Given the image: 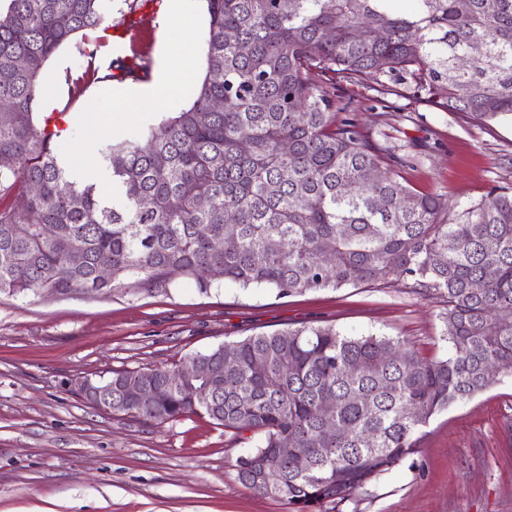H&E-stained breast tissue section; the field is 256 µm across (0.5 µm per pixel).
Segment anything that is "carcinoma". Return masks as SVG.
Masks as SVG:
<instances>
[{"label":"carcinoma","instance_id":"carcinoma-1","mask_svg":"<svg viewBox=\"0 0 512 512\" xmlns=\"http://www.w3.org/2000/svg\"><path fill=\"white\" fill-rule=\"evenodd\" d=\"M6 2L0 100L12 112L0 121V156L12 164L0 165V293L99 295L130 278L149 288L189 278L201 291L229 283L286 297L410 280L446 307L445 359L384 335L288 328L172 367L114 371L100 379L112 387V411L159 423L206 416L226 432L258 434L237 480L292 512H314L412 453L429 420L487 388L490 371L512 375V190L492 189L449 220L448 199L404 184L375 131L339 118L336 95L367 81L384 94L387 81L409 75L450 112L512 120V0H206L196 96L146 144L108 146L110 202L68 179L35 112L61 46L87 59L72 97L97 74L96 50L76 36L101 28L103 0ZM43 224L56 237L41 238ZM75 251L78 267L68 263ZM101 264L112 267L108 282ZM198 364L203 379L191 373ZM130 382L155 387L157 401L139 407L124 394ZM285 439L307 453L282 457Z\"/></svg>","mask_w":512,"mask_h":512}]
</instances>
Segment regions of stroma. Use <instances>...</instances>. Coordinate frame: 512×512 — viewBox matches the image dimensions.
Listing matches in <instances>:
<instances>
[{"mask_svg": "<svg viewBox=\"0 0 512 512\" xmlns=\"http://www.w3.org/2000/svg\"><path fill=\"white\" fill-rule=\"evenodd\" d=\"M177 26L165 0H112L106 25L128 24L100 42V65L126 57L155 69L162 44L191 45L204 68L205 0H192ZM84 59L74 45L48 61L51 82L37 112L64 111L60 159L82 155L106 170L101 150L115 139L144 140L149 126L187 108L177 95L157 112L112 97L109 79L69 97ZM349 118L377 132L405 161L416 191L442 193L454 207L495 187H512V122L479 124L429 102L412 80L377 94L365 84L339 90ZM445 307L406 282L345 286L280 297L269 288L222 285L200 291L181 280L144 291L134 282L102 295L0 293V512H290L235 478L257 438L226 433L204 416L162 424L89 405L82 377L169 366L244 337L300 324L332 325L349 336L405 339L425 359L447 357ZM316 512H512V375L454 403L423 427L415 452L344 502Z\"/></svg>", "mask_w": 512, "mask_h": 512, "instance_id": "obj_1", "label": "stroma"}]
</instances>
